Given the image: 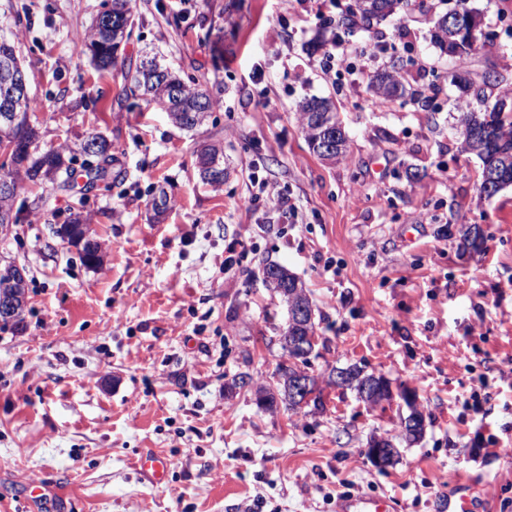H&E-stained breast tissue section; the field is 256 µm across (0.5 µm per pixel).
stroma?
<instances>
[{"mask_svg": "<svg viewBox=\"0 0 512 512\" xmlns=\"http://www.w3.org/2000/svg\"><path fill=\"white\" fill-rule=\"evenodd\" d=\"M108 0H0V35L27 75L39 150L102 132L124 170L82 210L105 247L91 268L53 234L75 192L24 188L38 217L0 234V261L29 268L24 321L0 330V512H37L40 486L67 512H335L338 493L390 497L395 512H437L449 482L474 479L489 512H512V186L479 195L481 163L461 149L454 75L499 72L512 87V0H474L496 34L489 52L442 55L423 0L409 14L357 27L376 58L327 62L312 52L352 0H136L124 53L157 54L218 99L207 126L175 127L166 112L132 105L120 78L77 55ZM408 64L413 86L436 83L425 107L374 104L375 72ZM328 96L347 156L309 148L298 104ZM224 144L228 177L203 184L195 152ZM266 201L245 208L258 184ZM171 206L154 220L152 200ZM480 225L478 253L452 231ZM303 283L319 340L308 372L324 405L292 412L232 389L247 372L272 385L285 355L287 311L267 288L263 261ZM358 366L415 394L373 406L328 385ZM419 440L402 437L410 408ZM392 440L389 466L366 454ZM178 457L161 485L137 469L142 453Z\"/></svg>", "mask_w": 512, "mask_h": 512, "instance_id": "1", "label": "stroma"}]
</instances>
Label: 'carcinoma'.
<instances>
[{
  "instance_id": "1",
  "label": "carcinoma",
  "mask_w": 512,
  "mask_h": 512,
  "mask_svg": "<svg viewBox=\"0 0 512 512\" xmlns=\"http://www.w3.org/2000/svg\"><path fill=\"white\" fill-rule=\"evenodd\" d=\"M387 12L379 15L383 20L393 15L406 14L414 6L412 0H380ZM375 12L370 8L351 11L337 20L336 26L348 29L361 21L370 23ZM135 24L132 0H112L111 6L102 11L95 19L91 29L78 34L74 39V50L79 55L90 56L96 70L110 72L117 66L118 52L126 42ZM6 59L10 68L0 67V109L9 104L14 112L27 114L30 109L28 95L9 98V87L15 76L24 74L13 41L0 38V61ZM122 79L126 81L124 91L133 97L153 104L167 112L171 122L177 127L194 131L207 124L212 112L219 106L209 92L196 82L183 81L157 58H146L139 64L121 68ZM504 78L496 71L484 75L481 84L473 88V96L480 103L483 112L478 114L475 123L464 139L467 147L464 151L475 155L481 162V174L498 172L502 190L512 185V114L496 111L497 103L490 100L486 89L498 88ZM372 91L379 106H385L405 96L415 102H428L437 93V87L430 84L417 89H407L398 73L383 72L375 76ZM299 122L309 147L321 137L323 125L340 123L333 101L326 97H311L299 106ZM98 142L94 154L86 156L81 167L87 181H102L105 187L121 178V171L114 170L118 158L112 154V143L107 137L95 130L86 134ZM38 139L35 128L27 125L21 118L13 127L0 125V145L10 146L12 162L6 166L0 164V181L9 183L11 189L0 192V224H29L30 209L25 204L14 206L16 191L22 189L25 182L57 183L66 188L70 186L76 162L75 150L68 146H59L40 153L32 151ZM197 167L203 183L218 189L224 184V178L215 174L224 172V147L221 142L205 143L197 151ZM459 247L465 251L477 248L484 240L480 226H474V233L457 230ZM264 274L276 275L277 287L286 288L298 282V279L283 266L268 264ZM258 403L273 409L279 405L290 411H297L288 396V381L277 383L276 389H258Z\"/></svg>"
}]
</instances>
